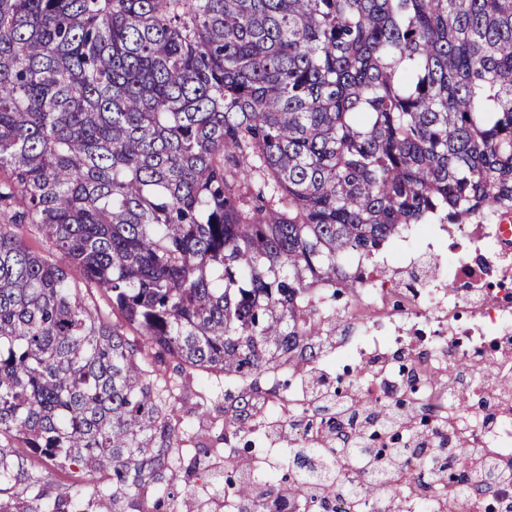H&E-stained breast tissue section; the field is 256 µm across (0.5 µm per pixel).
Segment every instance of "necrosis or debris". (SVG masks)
Segmentation results:
<instances>
[{
	"mask_svg": "<svg viewBox=\"0 0 512 512\" xmlns=\"http://www.w3.org/2000/svg\"><path fill=\"white\" fill-rule=\"evenodd\" d=\"M447 251L436 250L434 225L424 227L425 250L408 251L399 265L366 261L358 304L365 314L353 317L351 336L337 344L340 356L356 355L371 372L364 399L398 388L387 377V355L398 337L417 339L422 346L418 372H446L449 362L493 365L495 382L477 386L468 404L428 385L420 400L444 420L462 446L499 459L503 468L494 479L495 512H512V205L492 209L471 224L447 227ZM429 257L428 275L412 271L420 257Z\"/></svg>",
	"mask_w": 512,
	"mask_h": 512,
	"instance_id": "1",
	"label": "necrosis or debris"
}]
</instances>
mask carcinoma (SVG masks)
<instances>
[{
    "mask_svg": "<svg viewBox=\"0 0 512 512\" xmlns=\"http://www.w3.org/2000/svg\"><path fill=\"white\" fill-rule=\"evenodd\" d=\"M498 204L512 0H0V512H44L34 459L68 476L53 512H207L174 505L200 479L175 456L210 448L173 398L224 376L220 437L250 444L281 370L314 402L282 422L303 434L280 481L208 470L233 512H362L414 469L464 512L493 461L401 399L336 407L314 370L353 256Z\"/></svg>",
    "mask_w": 512,
    "mask_h": 512,
    "instance_id": "obj_1",
    "label": "carcinoma"
}]
</instances>
